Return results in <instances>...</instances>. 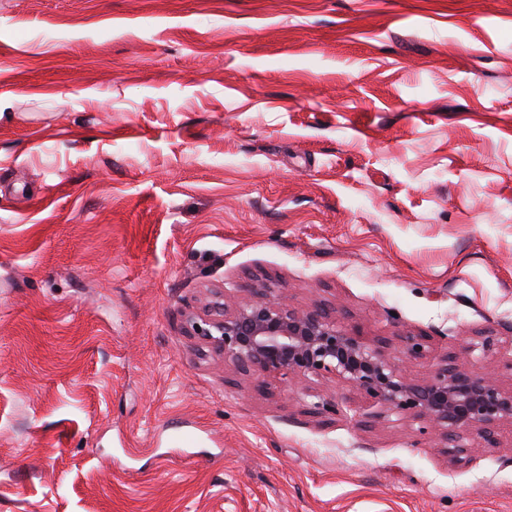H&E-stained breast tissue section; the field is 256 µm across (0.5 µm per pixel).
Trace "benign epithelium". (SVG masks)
I'll list each match as a JSON object with an SVG mask.
<instances>
[{
  "instance_id": "benign-epithelium-1",
  "label": "benign epithelium",
  "mask_w": 512,
  "mask_h": 512,
  "mask_svg": "<svg viewBox=\"0 0 512 512\" xmlns=\"http://www.w3.org/2000/svg\"><path fill=\"white\" fill-rule=\"evenodd\" d=\"M249 292L251 297L231 310L218 296L204 314L189 317L187 334L240 372L283 382L338 379L378 408L355 419L339 401H318L311 414L353 419L359 426L392 415L424 422L444 442L448 462L458 467L469 463L470 434L490 441L500 424L512 422V389H504L494 373L470 372L450 353L428 378L413 380L393 361L388 339L359 335L321 305L293 308L265 284ZM399 339L407 356H426L423 337Z\"/></svg>"
}]
</instances>
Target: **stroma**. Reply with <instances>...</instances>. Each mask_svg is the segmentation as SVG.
Here are the masks:
<instances>
[{
    "label": "stroma",
    "mask_w": 512,
    "mask_h": 512,
    "mask_svg": "<svg viewBox=\"0 0 512 512\" xmlns=\"http://www.w3.org/2000/svg\"><path fill=\"white\" fill-rule=\"evenodd\" d=\"M255 279L512 387V0H0V512H512L185 335Z\"/></svg>",
    "instance_id": "1"
}]
</instances>
